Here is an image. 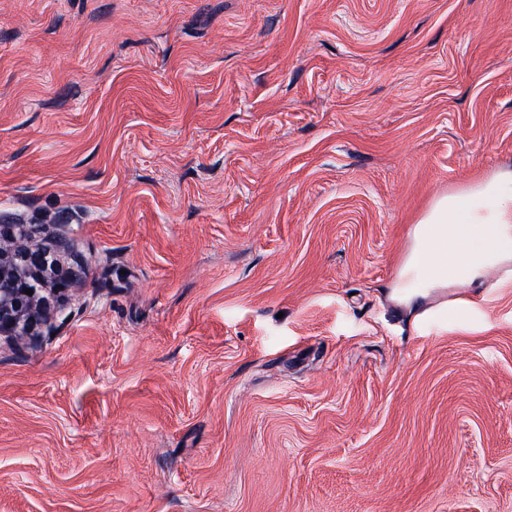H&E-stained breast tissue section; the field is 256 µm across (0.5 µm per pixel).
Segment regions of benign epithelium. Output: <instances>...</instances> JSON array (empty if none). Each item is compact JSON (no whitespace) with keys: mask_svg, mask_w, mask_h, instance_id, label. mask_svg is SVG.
<instances>
[{"mask_svg":"<svg viewBox=\"0 0 512 512\" xmlns=\"http://www.w3.org/2000/svg\"><path fill=\"white\" fill-rule=\"evenodd\" d=\"M84 272L82 256L73 255L72 265L62 271L51 252L24 231V225L0 224V337L21 339L49 324L54 310L40 295V287L61 295ZM27 289L33 294H26Z\"/></svg>","mask_w":512,"mask_h":512,"instance_id":"obj_1","label":"benign epithelium"}]
</instances>
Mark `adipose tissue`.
I'll return each mask as SVG.
<instances>
[{
    "mask_svg": "<svg viewBox=\"0 0 512 512\" xmlns=\"http://www.w3.org/2000/svg\"><path fill=\"white\" fill-rule=\"evenodd\" d=\"M388 296L410 318L451 285L480 284L512 261V170L435 198L409 230Z\"/></svg>",
    "mask_w": 512,
    "mask_h": 512,
    "instance_id": "adipose-tissue-1",
    "label": "adipose tissue"
}]
</instances>
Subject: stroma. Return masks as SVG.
Listing matches in <instances>:
<instances>
[{
    "instance_id": "stroma-1",
    "label": "stroma",
    "mask_w": 512,
    "mask_h": 512,
    "mask_svg": "<svg viewBox=\"0 0 512 512\" xmlns=\"http://www.w3.org/2000/svg\"><path fill=\"white\" fill-rule=\"evenodd\" d=\"M504 169L512 0H0V215L89 262L0 512H512V264L386 296Z\"/></svg>"
}]
</instances>
